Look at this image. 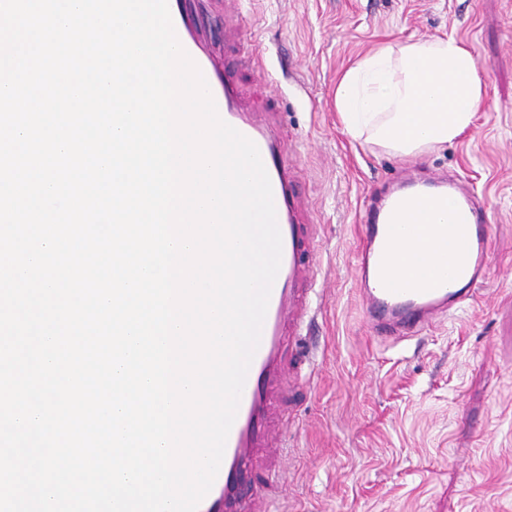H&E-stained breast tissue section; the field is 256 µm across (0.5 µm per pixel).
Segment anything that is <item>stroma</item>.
<instances>
[{"mask_svg":"<svg viewBox=\"0 0 512 512\" xmlns=\"http://www.w3.org/2000/svg\"><path fill=\"white\" fill-rule=\"evenodd\" d=\"M201 27L228 60L270 58L279 86L242 70L243 103L274 112L318 236L322 305L298 343L315 376L278 411L271 512H512V0H204ZM447 34L487 101L413 161L475 185L490 274L465 311L385 345L360 309L359 215L405 159L347 134L336 83L380 44Z\"/></svg>","mask_w":512,"mask_h":512,"instance_id":"obj_1","label":"stroma"}]
</instances>
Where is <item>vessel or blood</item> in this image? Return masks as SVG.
Returning a JSON list of instances; mask_svg holds the SVG:
<instances>
[{
	"label": "vessel or blood",
	"instance_id": "b4317fda",
	"mask_svg": "<svg viewBox=\"0 0 512 512\" xmlns=\"http://www.w3.org/2000/svg\"><path fill=\"white\" fill-rule=\"evenodd\" d=\"M177 38L200 69L219 117L253 141L269 176L282 252L271 288L259 345L249 366L235 420L217 477L197 512H264V489L255 472L259 456L274 441L273 400L288 384L304 355L294 348L318 307L314 279L317 239L302 220L295 192V165L284 159L268 126L246 113L232 78H220L217 59L202 47L196 11L188 0H168ZM473 187L440 174L399 178L392 190L374 198L360 217L355 279L363 319L374 337L393 342L420 334L473 302L490 270L493 232L476 202ZM424 201L430 223L423 231L404 224L408 209ZM436 238L448 256L427 280L400 271L396 250Z\"/></svg>",
	"mask_w": 512,
	"mask_h": 512
}]
</instances>
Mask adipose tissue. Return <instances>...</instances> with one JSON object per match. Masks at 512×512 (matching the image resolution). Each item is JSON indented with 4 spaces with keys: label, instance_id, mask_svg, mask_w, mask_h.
<instances>
[{
    "label": "adipose tissue",
    "instance_id": "obj_1",
    "mask_svg": "<svg viewBox=\"0 0 512 512\" xmlns=\"http://www.w3.org/2000/svg\"><path fill=\"white\" fill-rule=\"evenodd\" d=\"M486 99L473 53L452 35L380 45L344 72L335 92L352 138L401 156L460 136Z\"/></svg>",
    "mask_w": 512,
    "mask_h": 512
}]
</instances>
